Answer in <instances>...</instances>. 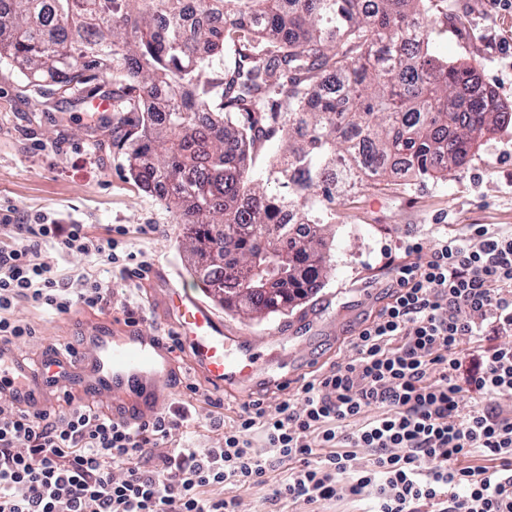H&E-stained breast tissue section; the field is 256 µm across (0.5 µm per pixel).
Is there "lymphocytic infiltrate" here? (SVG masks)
<instances>
[{"label": "lymphocytic infiltrate", "mask_w": 512, "mask_h": 512, "mask_svg": "<svg viewBox=\"0 0 512 512\" xmlns=\"http://www.w3.org/2000/svg\"><path fill=\"white\" fill-rule=\"evenodd\" d=\"M0 341L35 336L21 302L66 315L111 303L110 281L41 261L43 244L125 267L124 227L89 234L47 213L0 216ZM501 342L484 347L488 335ZM351 357L304 380L277 414L244 402L218 448H170L185 415L129 424L84 404L0 405V512H238L237 490L287 464L271 504L318 512H512V228L439 241L399 270Z\"/></svg>", "instance_id": "f902f5d3"}]
</instances>
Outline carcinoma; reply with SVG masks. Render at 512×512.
I'll return each mask as SVG.
<instances>
[{"label": "carcinoma", "instance_id": "cac0c4a2", "mask_svg": "<svg viewBox=\"0 0 512 512\" xmlns=\"http://www.w3.org/2000/svg\"><path fill=\"white\" fill-rule=\"evenodd\" d=\"M426 2L0 0V59L40 94L112 74L120 170L188 226L197 283L262 317L323 287L336 198L395 170L444 177L512 124L474 66L433 53ZM282 129L256 172L250 148Z\"/></svg>", "mask_w": 512, "mask_h": 512}]
</instances>
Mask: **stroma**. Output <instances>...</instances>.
<instances>
[{"mask_svg":"<svg viewBox=\"0 0 512 512\" xmlns=\"http://www.w3.org/2000/svg\"><path fill=\"white\" fill-rule=\"evenodd\" d=\"M427 7L437 53L477 64L481 80L512 109V9L494 0H428ZM103 115L67 94H31L22 73L0 62V204L27 214L49 212L96 235L124 225L125 248L150 263L145 279L131 281L118 268L43 245L45 262L111 280L113 294L105 310L69 315L18 304L14 317L31 323L36 334L15 348L33 360L45 345L80 349L92 330L117 333L130 319L169 338L174 324L166 297L172 289L213 299L189 275L194 258L182 245L174 213L159 194L119 170L112 127ZM475 224L512 226V126L483 135L478 151L447 179L391 174L380 187L337 200L336 221L325 228L334 241L325 285L293 310L264 319L219 310L234 349L259 359L260 380L249 390L216 391L192 369L188 350L178 349L183 386L168 405L183 407L186 420L172 446L219 447L224 423L243 401L260 398L275 411L283 397L281 378L299 381L347 359L350 340L389 302L405 245L427 251L439 240L468 234ZM193 384L199 394H191Z\"/></svg>","mask_w":512,"mask_h":512,"instance_id":"stroma-1","label":"stroma"}]
</instances>
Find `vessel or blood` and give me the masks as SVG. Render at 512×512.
<instances>
[{
    "label": "vessel or blood",
    "instance_id": "obj_1",
    "mask_svg": "<svg viewBox=\"0 0 512 512\" xmlns=\"http://www.w3.org/2000/svg\"><path fill=\"white\" fill-rule=\"evenodd\" d=\"M168 305L176 336L191 350L193 368L210 385L241 386L256 375V362L233 356L232 339L211 306L177 289L170 293ZM173 368L169 346L136 327L125 336L94 333L86 349L74 357L48 346L35 362L0 342V394L32 411L49 408L53 392L64 387L88 398L135 400V407L126 412L130 419L151 414L171 396Z\"/></svg>",
    "mask_w": 512,
    "mask_h": 512
}]
</instances>
